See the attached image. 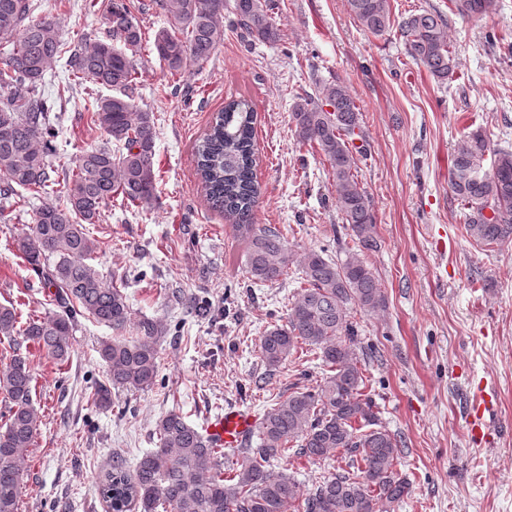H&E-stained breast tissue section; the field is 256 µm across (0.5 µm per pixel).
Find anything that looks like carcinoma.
Listing matches in <instances>:
<instances>
[{"mask_svg": "<svg viewBox=\"0 0 512 512\" xmlns=\"http://www.w3.org/2000/svg\"><path fill=\"white\" fill-rule=\"evenodd\" d=\"M453 2L456 13L469 19L485 14L493 0ZM157 6L168 25L156 31L153 51L170 75L183 73L190 62L203 65L223 44L225 0H157ZM103 7L104 36L71 52L56 21L33 17L34 0H0V217L18 190L38 198L59 186V203L38 209L31 232L17 246L63 308L20 326L16 309L0 305V336L15 342L9 362L0 365V394L7 404L0 429V512H19L24 465L38 426L35 384L21 348L35 346L64 362L80 314L117 332L98 347L108 383L94 389L96 407L111 406L112 389L144 391L158 376L164 327L149 318L131 321L126 295L106 284L92 264L98 244L86 229L113 198L148 207L157 189L155 115L133 102L142 7L135 0H105ZM272 7L270 0H234L231 13L248 38L275 43L280 34ZM348 7L373 36L398 28L406 53L438 83L448 81L454 58L440 12L411 13L396 23L389 0H348ZM64 58L77 78L111 91L95 98L94 116L116 148L80 149L75 166L58 181L50 175L57 117L39 88ZM292 118L298 140L316 146L329 163L336 207L360 251L339 261L324 257L323 249L309 250L299 261L280 229L256 223V113L244 100L231 99L217 113L196 144V170L211 209L224 214L245 243L253 283L276 282L295 265L301 270L302 287L286 323L259 338L262 360L275 369L307 345L320 350L330 374L316 386L296 384L280 396L259 422L258 446L236 449L227 473L218 461L220 449L181 414L164 415L155 427L158 448L131 470L118 457L100 471L109 512H390L411 492L396 470L402 440L377 427L375 403L365 394L351 348L357 330L350 306L366 313L386 308L378 279L360 257L377 248V239L373 204L353 173L356 159L349 148L359 109L345 86L330 83L314 96L296 97ZM489 153L494 161L486 170ZM449 188L469 210L464 230L471 241L484 247L512 243V149L494 148L482 132L470 133L453 155ZM291 449L313 461L341 452L346 464L304 492L293 477L268 470Z\"/></svg>", "mask_w": 512, "mask_h": 512, "instance_id": "1", "label": "carcinoma"}]
</instances>
